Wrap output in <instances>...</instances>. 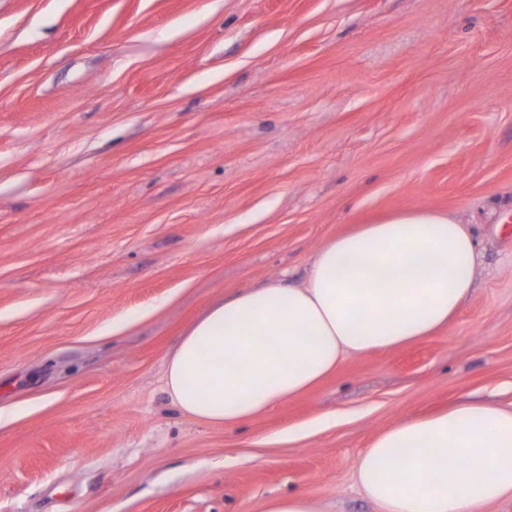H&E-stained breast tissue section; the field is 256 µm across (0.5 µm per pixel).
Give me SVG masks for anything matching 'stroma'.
I'll list each match as a JSON object with an SVG mask.
<instances>
[{
    "mask_svg": "<svg viewBox=\"0 0 512 512\" xmlns=\"http://www.w3.org/2000/svg\"><path fill=\"white\" fill-rule=\"evenodd\" d=\"M407 209L477 243L447 327L179 411L207 307ZM466 400L512 410V0H0V512H379L361 452ZM262 512H320L313 500L304 494L271 497L264 501Z\"/></svg>",
    "mask_w": 512,
    "mask_h": 512,
    "instance_id": "35a3bbf8",
    "label": "stroma"
}]
</instances>
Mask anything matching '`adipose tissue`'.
Segmentation results:
<instances>
[{
    "label": "adipose tissue",
    "instance_id": "adipose-tissue-1",
    "mask_svg": "<svg viewBox=\"0 0 512 512\" xmlns=\"http://www.w3.org/2000/svg\"><path fill=\"white\" fill-rule=\"evenodd\" d=\"M476 243L452 214L403 211L327 240L304 285L224 298L166 367L178 409L211 425L251 420L299 395L344 356L436 334L468 299ZM381 512H479L512 499V411L464 402L400 422L356 462Z\"/></svg>",
    "mask_w": 512,
    "mask_h": 512
}]
</instances>
